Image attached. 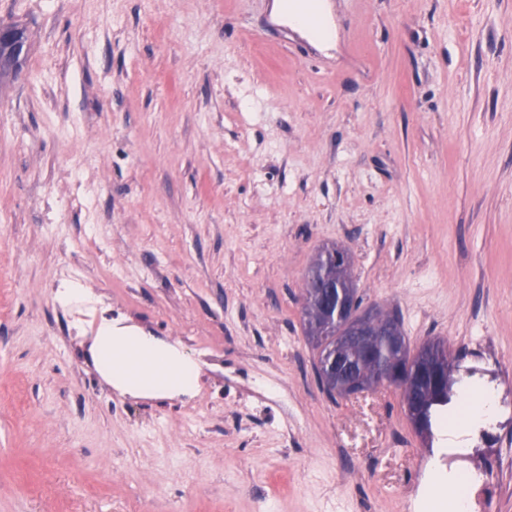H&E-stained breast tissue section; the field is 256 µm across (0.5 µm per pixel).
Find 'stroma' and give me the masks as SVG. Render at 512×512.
Instances as JSON below:
<instances>
[{
	"label": "stroma",
	"mask_w": 512,
	"mask_h": 512,
	"mask_svg": "<svg viewBox=\"0 0 512 512\" xmlns=\"http://www.w3.org/2000/svg\"><path fill=\"white\" fill-rule=\"evenodd\" d=\"M0 0V512H429L442 456L512 512V0ZM441 339L490 437L415 431L396 387L330 397L304 275ZM86 300L64 305L65 281ZM198 390L120 392L101 320ZM11 32L0 38V80L15 73L20 65L24 51L25 38L22 29L7 26Z\"/></svg>",
	"instance_id": "obj_1"
}]
</instances>
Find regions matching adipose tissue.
I'll use <instances>...</instances> for the list:
<instances>
[{
    "mask_svg": "<svg viewBox=\"0 0 512 512\" xmlns=\"http://www.w3.org/2000/svg\"><path fill=\"white\" fill-rule=\"evenodd\" d=\"M100 373L117 388L133 392H183L199 378L197 365L145 336L103 328L93 352Z\"/></svg>",
    "mask_w": 512,
    "mask_h": 512,
    "instance_id": "adipose-tissue-1",
    "label": "adipose tissue"
}]
</instances>
